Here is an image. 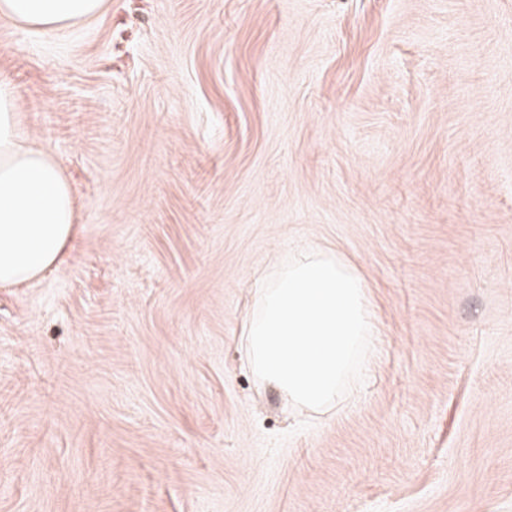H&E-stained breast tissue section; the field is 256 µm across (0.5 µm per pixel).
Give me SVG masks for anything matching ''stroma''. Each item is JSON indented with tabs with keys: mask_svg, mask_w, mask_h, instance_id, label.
<instances>
[{
	"mask_svg": "<svg viewBox=\"0 0 512 512\" xmlns=\"http://www.w3.org/2000/svg\"><path fill=\"white\" fill-rule=\"evenodd\" d=\"M0 74L78 223L0 288V512H512V0H110ZM309 246L376 328L319 413L243 356Z\"/></svg>",
	"mask_w": 512,
	"mask_h": 512,
	"instance_id": "35a3bbf8",
	"label": "stroma"
}]
</instances>
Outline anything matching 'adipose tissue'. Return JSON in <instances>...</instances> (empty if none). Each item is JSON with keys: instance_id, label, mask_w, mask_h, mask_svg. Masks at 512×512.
Segmentation results:
<instances>
[{"instance_id": "adipose-tissue-1", "label": "adipose tissue", "mask_w": 512, "mask_h": 512, "mask_svg": "<svg viewBox=\"0 0 512 512\" xmlns=\"http://www.w3.org/2000/svg\"><path fill=\"white\" fill-rule=\"evenodd\" d=\"M107 8V0H0V18L50 34ZM75 232L71 186L52 157L25 136L14 88L0 75V287L41 277Z\"/></svg>"}]
</instances>
